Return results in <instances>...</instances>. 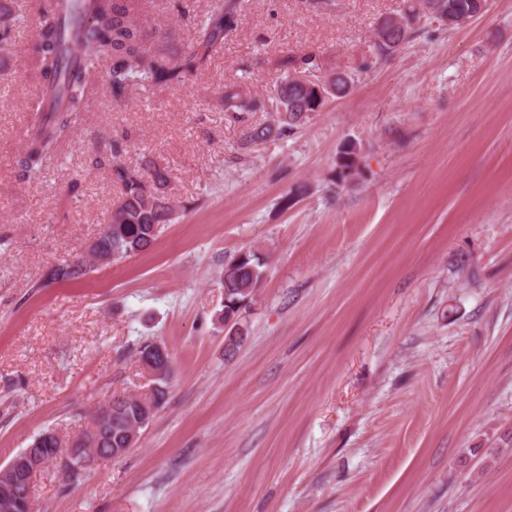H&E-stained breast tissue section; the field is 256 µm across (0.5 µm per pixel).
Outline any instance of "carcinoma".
<instances>
[{
  "mask_svg": "<svg viewBox=\"0 0 512 512\" xmlns=\"http://www.w3.org/2000/svg\"><path fill=\"white\" fill-rule=\"evenodd\" d=\"M437 12L432 17L445 22L448 16H473L476 0H437ZM133 0H54L43 12L33 45V54L42 78L40 101L46 109L39 112L33 132L15 159L18 178L36 182L44 177L46 160L68 141L86 112L88 78L103 71V81L115 96L146 84L170 87L182 84L198 73L211 52L224 42V31L232 26V14L224 4H215L205 15L203 39L191 48H158L150 42V33L134 17ZM21 21L12 9L0 5V43ZM292 69L283 73L272 102L260 99L237 83L224 86V111L235 120L245 119L252 112L278 110L279 133L291 131L317 112L325 103L315 89L291 86L293 72L301 70L315 75L318 65L311 56L290 61ZM98 166L108 167L112 181L120 185L122 196L113 208L108 224L98 236L102 251L116 258H127L146 250L156 239L161 226L177 218L176 209L187 206L175 204L164 191L168 182L166 170L145 165L132 169L112 163L108 157L95 160ZM337 178L346 180L359 173V154L349 143L338 152ZM261 259L252 252H241L224 264L222 287L224 309L222 322L232 320L230 328L241 332L240 315L246 306L242 302L252 295L262 280ZM91 270L87 263L75 261L53 266L43 276L45 282H67L85 276ZM168 375L153 379L149 402L157 406L168 391ZM112 416L98 426V457L112 459L114 449L125 447L127 426L145 420L144 406L132 398L113 400L106 404ZM33 448H44L42 458L59 455L62 442L58 435L47 430L36 436Z\"/></svg>",
  "mask_w": 512,
  "mask_h": 512,
  "instance_id": "1",
  "label": "carcinoma"
}]
</instances>
